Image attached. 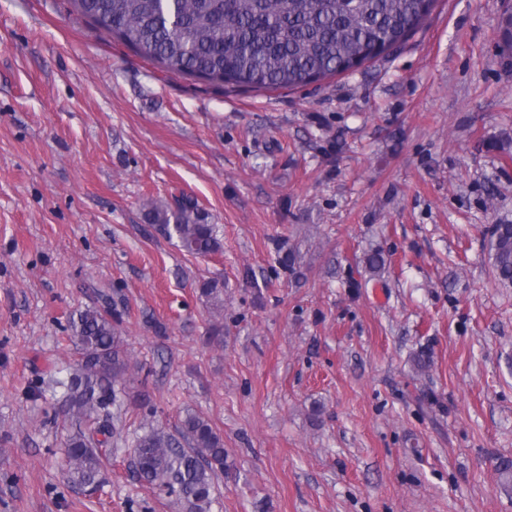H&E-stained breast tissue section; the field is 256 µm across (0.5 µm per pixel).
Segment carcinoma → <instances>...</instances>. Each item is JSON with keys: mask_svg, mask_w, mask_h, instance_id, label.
<instances>
[{"mask_svg": "<svg viewBox=\"0 0 512 512\" xmlns=\"http://www.w3.org/2000/svg\"><path fill=\"white\" fill-rule=\"evenodd\" d=\"M73 12L175 76L261 90H292L351 72L395 52L431 14L436 0H70ZM149 223L190 255L222 250L215 225L189 198L176 207L150 204ZM490 256L497 278L512 284V224L494 225ZM202 294L223 305L224 282L207 280ZM112 297L74 313L70 338L80 362L63 390L72 432L65 476L92 495L111 455L110 407L126 387L128 358ZM133 472L186 512H209L213 475L224 470V441L208 419L188 410L177 435L151 426L137 437Z\"/></svg>", "mask_w": 512, "mask_h": 512, "instance_id": "obj_1", "label": "carcinoma"}]
</instances>
